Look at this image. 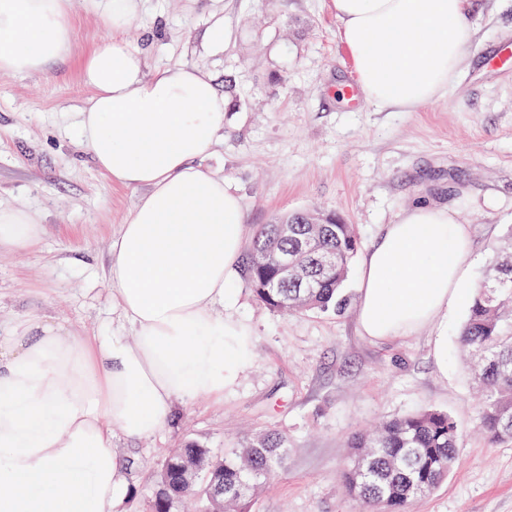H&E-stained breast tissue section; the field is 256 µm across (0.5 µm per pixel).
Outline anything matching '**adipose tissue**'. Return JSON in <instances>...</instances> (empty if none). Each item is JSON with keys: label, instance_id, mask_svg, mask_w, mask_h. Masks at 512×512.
Segmentation results:
<instances>
[{"label": "adipose tissue", "instance_id": "obj_1", "mask_svg": "<svg viewBox=\"0 0 512 512\" xmlns=\"http://www.w3.org/2000/svg\"><path fill=\"white\" fill-rule=\"evenodd\" d=\"M115 37L91 50L81 144L110 182L140 196L110 246L116 321L93 335L43 324L0 338V512H118L130 492L117 437L147 438L176 405L223 393L249 360V327L225 318L247 215L207 159L227 101L197 68L147 71L120 38L141 0H83ZM74 0H0V72L43 73L75 39ZM365 99L407 110L442 96L472 36L468 0H333ZM28 211L0 208V253L35 245ZM474 262L455 211L418 203L362 262L364 336L419 331L462 297Z\"/></svg>", "mask_w": 512, "mask_h": 512}]
</instances>
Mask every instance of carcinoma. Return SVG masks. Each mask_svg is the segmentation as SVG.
I'll return each instance as SVG.
<instances>
[{
  "mask_svg": "<svg viewBox=\"0 0 512 512\" xmlns=\"http://www.w3.org/2000/svg\"><path fill=\"white\" fill-rule=\"evenodd\" d=\"M281 238L275 224L257 227L240 275L255 297L279 312L339 310L344 283L357 251L350 224H299ZM309 241L302 256L305 279L282 285L276 277L278 256ZM267 254L256 266L251 253ZM468 318L460 333L462 349L475 358L471 369L485 395L481 427L490 443L512 440V253L497 256L494 272L466 301ZM462 432L448 414L422 410L393 418L372 432L352 436L342 481L348 494L372 512H410L412 503L432 491L454 469ZM288 440L268 431L242 448L218 458L187 443L163 461L152 497V512H178L194 504L197 512H250L261 485L279 473Z\"/></svg>",
  "mask_w": 512,
  "mask_h": 512,
  "instance_id": "obj_1",
  "label": "carcinoma"
}]
</instances>
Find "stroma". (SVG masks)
Here are the masks:
<instances>
[{
    "label": "stroma",
    "instance_id": "1",
    "mask_svg": "<svg viewBox=\"0 0 512 512\" xmlns=\"http://www.w3.org/2000/svg\"><path fill=\"white\" fill-rule=\"evenodd\" d=\"M469 9L473 42L447 94L399 111L338 97L355 74L332 0H142L124 37L150 68L195 66L227 91L211 164L239 195L248 232L315 210L354 225L358 250L339 312L280 313L233 279L228 313L250 326L252 355L223 396L179 409L152 437L116 441L134 488L122 512H150L172 449L194 442L220 457L270 429L287 435L288 458L251 512H363L340 487L352 434L425 409L447 413L463 437L457 468L412 512H512V442L491 447L479 432L482 401L461 358L465 303L383 342L362 336L356 318L366 251L419 199L469 225V285L512 240V63L494 62L512 51V0H470ZM218 20L229 38L216 50L204 33ZM71 22V53L50 74L0 73V206L43 226L29 249L0 254L5 329L29 317L90 332L108 317L110 244L138 198L75 141L74 116L92 94L80 64L112 29L81 8Z\"/></svg>",
    "mask_w": 512,
    "mask_h": 512
}]
</instances>
